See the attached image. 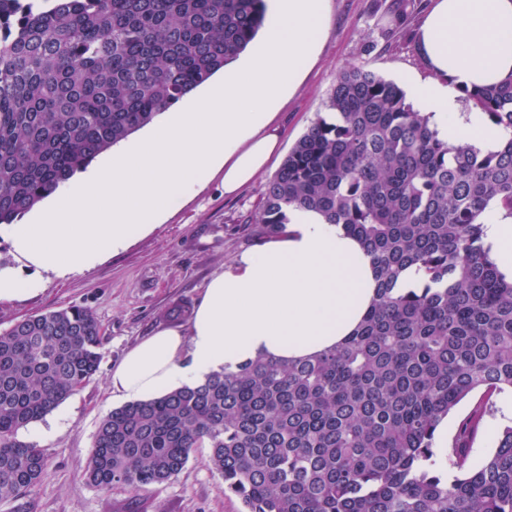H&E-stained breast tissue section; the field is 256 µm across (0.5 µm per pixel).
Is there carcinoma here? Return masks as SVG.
<instances>
[{
  "instance_id": "carcinoma-1",
  "label": "carcinoma",
  "mask_w": 512,
  "mask_h": 512,
  "mask_svg": "<svg viewBox=\"0 0 512 512\" xmlns=\"http://www.w3.org/2000/svg\"><path fill=\"white\" fill-rule=\"evenodd\" d=\"M422 8L400 3L382 37L412 39ZM265 20V0H0V225L204 85ZM465 100L506 132L499 149L450 146L396 82L340 71L251 223L275 237L304 208L342 225L375 274L367 312L327 350L259 355L112 410L90 484L161 485L205 446L243 512H512V425L470 463L493 397L512 390V278L482 221L491 205L512 217V82ZM100 345L82 308L0 332V504L45 477L44 451L18 433L90 381ZM473 396L448 479L435 432Z\"/></svg>"
}]
</instances>
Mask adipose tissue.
<instances>
[{
	"mask_svg": "<svg viewBox=\"0 0 512 512\" xmlns=\"http://www.w3.org/2000/svg\"><path fill=\"white\" fill-rule=\"evenodd\" d=\"M268 17L259 47L225 66L222 84L91 165L32 222L1 227L16 253L60 276L89 269L152 231L214 173H223L228 195L254 182L280 153L275 111L320 53L329 0H268ZM419 43L429 74L404 81L420 111L449 145L497 150L502 129L464 110L460 97L512 80V0H431ZM484 228L492 257L511 275L512 217L489 208ZM373 294L358 240L314 211L293 210L277 239L212 277L187 325L158 329L126 352L109 374L112 399L157 398L261 353L321 351L354 330Z\"/></svg>",
	"mask_w": 512,
	"mask_h": 512,
	"instance_id": "obj_1",
	"label": "adipose tissue"
}]
</instances>
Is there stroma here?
<instances>
[{"label":"stroma","instance_id":"35a3bbf8","mask_svg":"<svg viewBox=\"0 0 512 512\" xmlns=\"http://www.w3.org/2000/svg\"><path fill=\"white\" fill-rule=\"evenodd\" d=\"M391 0H330L331 30L317 63L275 118L283 131L282 150L290 152L322 111L337 73L362 65L386 79L406 72L426 75L415 42L385 44L382 28L396 24ZM261 184L237 196L224 194L215 175L189 199L177 204L162 224L126 250L93 268L65 277L27 264L0 235V269L37 280V293L0 301V331L26 317L68 307L89 310L101 326L102 359L94 377L61 405L66 416L33 422L18 434L36 443L48 459V474L24 500L27 512H242L224 490V480L206 464L207 449L192 452L170 482L133 491H103L88 483L84 469L100 420L110 413L108 374L126 351L154 330L189 321L210 278L242 253L258 248L262 236L251 217L260 204ZM497 410L486 417L471 443L472 462L495 447L501 427L512 422V392L497 396Z\"/></svg>","mask_w":512,"mask_h":512}]
</instances>
